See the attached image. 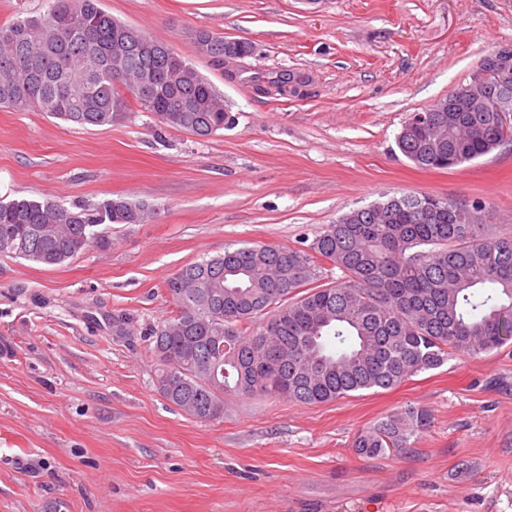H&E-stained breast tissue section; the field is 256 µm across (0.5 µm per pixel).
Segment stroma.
<instances>
[{"mask_svg":"<svg viewBox=\"0 0 512 512\" xmlns=\"http://www.w3.org/2000/svg\"><path fill=\"white\" fill-rule=\"evenodd\" d=\"M102 7L169 43L235 122L201 138L135 105L102 127L0 107V199L156 210L60 266L0 254V512H512V341L328 403L236 398L218 421L159 394L150 349L166 280L230 243L303 248L401 193L482 203L512 234V141L447 170L416 168L395 143L410 113L512 44V0ZM199 29L253 45L236 80L199 55ZM283 74L301 95L254 91ZM408 406L433 416L410 448L354 452L358 430Z\"/></svg>","mask_w":512,"mask_h":512,"instance_id":"stroma-1","label":"stroma"}]
</instances>
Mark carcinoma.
<instances>
[{
  "mask_svg": "<svg viewBox=\"0 0 512 512\" xmlns=\"http://www.w3.org/2000/svg\"><path fill=\"white\" fill-rule=\"evenodd\" d=\"M39 16L0 25V106L35 108L72 125L105 126L128 111L124 90L162 125L211 136L233 120L224 95L181 56L101 8L46 0ZM429 109L428 128L402 126L401 154L425 170L475 160L500 145L496 115L476 105ZM192 115L193 124L180 122ZM144 203L122 197L70 207L49 198L0 200V253L46 267L111 244L110 224H142ZM343 274L320 283L322 263ZM172 315L152 334L156 387L198 419L224 418L234 397L319 404L395 388L512 340V235L478 224L450 198L391 196L353 209L302 249L224 248L166 281ZM431 422L406 408L362 429L357 455L402 450Z\"/></svg>",
  "mask_w": 512,
  "mask_h": 512,
  "instance_id": "obj_1",
  "label": "carcinoma"
}]
</instances>
